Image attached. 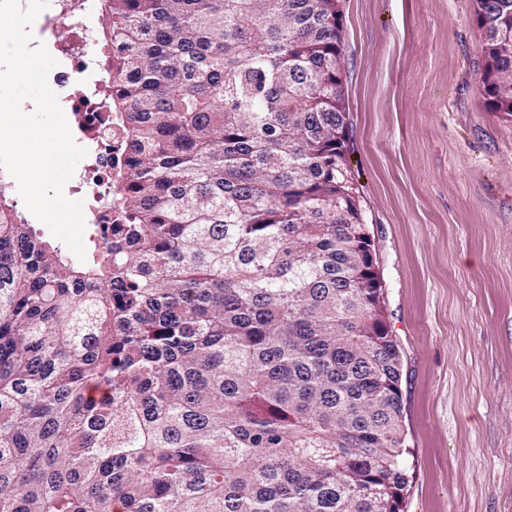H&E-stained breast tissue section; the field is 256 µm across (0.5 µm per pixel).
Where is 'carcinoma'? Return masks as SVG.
<instances>
[{"label": "carcinoma", "mask_w": 512, "mask_h": 512, "mask_svg": "<svg viewBox=\"0 0 512 512\" xmlns=\"http://www.w3.org/2000/svg\"><path fill=\"white\" fill-rule=\"evenodd\" d=\"M512 116V0H474ZM127 211L78 261L0 188V512H402L340 0H105Z\"/></svg>", "instance_id": "carcinoma-1"}]
</instances>
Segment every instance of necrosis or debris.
<instances>
[{
  "label": "necrosis or debris",
  "mask_w": 512,
  "mask_h": 512,
  "mask_svg": "<svg viewBox=\"0 0 512 512\" xmlns=\"http://www.w3.org/2000/svg\"><path fill=\"white\" fill-rule=\"evenodd\" d=\"M34 30V43L49 46L60 61L49 74V86L73 137L89 152L73 175V190L83 202V236L96 244L105 225L118 220L120 186L114 173L127 160L117 115L107 104L115 56L100 0H51Z\"/></svg>",
  "instance_id": "4bbe7bcc"
}]
</instances>
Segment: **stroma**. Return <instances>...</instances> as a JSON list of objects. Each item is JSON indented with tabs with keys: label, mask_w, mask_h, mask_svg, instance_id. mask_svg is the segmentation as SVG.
Masks as SVG:
<instances>
[{
	"label": "stroma",
	"mask_w": 512,
	"mask_h": 512,
	"mask_svg": "<svg viewBox=\"0 0 512 512\" xmlns=\"http://www.w3.org/2000/svg\"><path fill=\"white\" fill-rule=\"evenodd\" d=\"M348 153L402 355L403 512H512V117L473 0H342Z\"/></svg>",
	"instance_id": "obj_1"
}]
</instances>
